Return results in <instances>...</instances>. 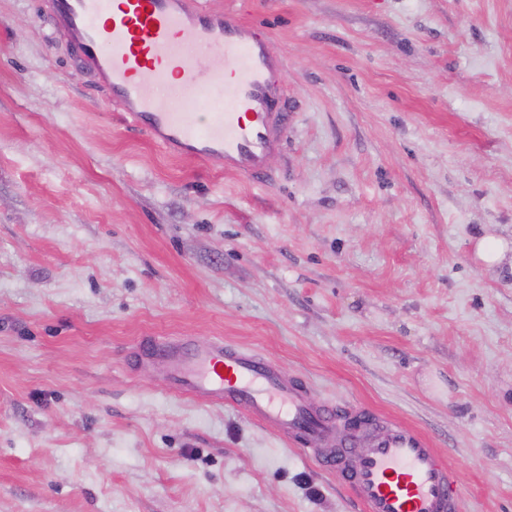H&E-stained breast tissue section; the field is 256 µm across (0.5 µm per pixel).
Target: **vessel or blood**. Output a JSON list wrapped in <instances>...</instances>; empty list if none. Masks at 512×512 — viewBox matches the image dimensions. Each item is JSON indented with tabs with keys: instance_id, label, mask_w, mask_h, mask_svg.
I'll return each instance as SVG.
<instances>
[{
	"instance_id": "vessel-or-blood-1",
	"label": "vessel or blood",
	"mask_w": 512,
	"mask_h": 512,
	"mask_svg": "<svg viewBox=\"0 0 512 512\" xmlns=\"http://www.w3.org/2000/svg\"><path fill=\"white\" fill-rule=\"evenodd\" d=\"M39 15L71 45L128 127L173 155L220 159L254 182L268 177L289 114L283 60L269 36L200 0H41ZM220 52L224 63L203 55ZM209 108L207 119L188 103ZM140 356L169 364L172 390L226 405L294 440L333 470L364 512H459L460 489L431 439L360 407L341 413L307 396L273 362L216 340H143Z\"/></svg>"
}]
</instances>
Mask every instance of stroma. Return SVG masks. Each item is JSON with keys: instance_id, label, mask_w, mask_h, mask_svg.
<instances>
[{"instance_id": "obj_1", "label": "stroma", "mask_w": 512, "mask_h": 512, "mask_svg": "<svg viewBox=\"0 0 512 512\" xmlns=\"http://www.w3.org/2000/svg\"><path fill=\"white\" fill-rule=\"evenodd\" d=\"M37 0H0V512H362L152 336L243 346L425 431L460 512H512V0H203L265 31L271 178L125 126ZM475 256L478 260L494 265L505 259L509 251L506 239L494 237H482L475 243Z\"/></svg>"}]
</instances>
